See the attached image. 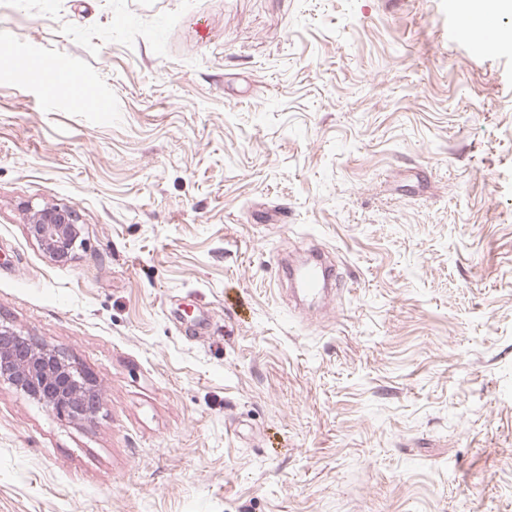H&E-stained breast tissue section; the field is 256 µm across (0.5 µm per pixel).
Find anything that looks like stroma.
<instances>
[{"label":"stroma","mask_w":512,"mask_h":512,"mask_svg":"<svg viewBox=\"0 0 512 512\" xmlns=\"http://www.w3.org/2000/svg\"><path fill=\"white\" fill-rule=\"evenodd\" d=\"M458 19L0 0V316L103 388L67 422L0 383V512H512V17ZM300 247L329 309L288 303ZM31 71H38L44 79V82L48 85L50 89H55L61 86L70 85V82L75 86L78 90L80 85L83 83V76L80 72L72 69L65 68H54V70L63 77H66L70 80V82L62 79H58L53 75L52 72H48L43 65L38 66H28ZM28 215V231L49 254L57 261L67 260L75 254L79 244L80 230L75 224L73 214L65 209L43 207L35 208L31 204L23 207Z\"/></svg>","instance_id":"1"}]
</instances>
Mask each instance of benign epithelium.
<instances>
[{"mask_svg": "<svg viewBox=\"0 0 512 512\" xmlns=\"http://www.w3.org/2000/svg\"><path fill=\"white\" fill-rule=\"evenodd\" d=\"M28 231L57 261L67 260L79 247L80 230L65 209L24 206ZM0 381L38 401L61 420L78 421L99 407L102 388L59 351L18 334L0 321Z\"/></svg>", "mask_w": 512, "mask_h": 512, "instance_id": "1", "label": "benign epithelium"}]
</instances>
